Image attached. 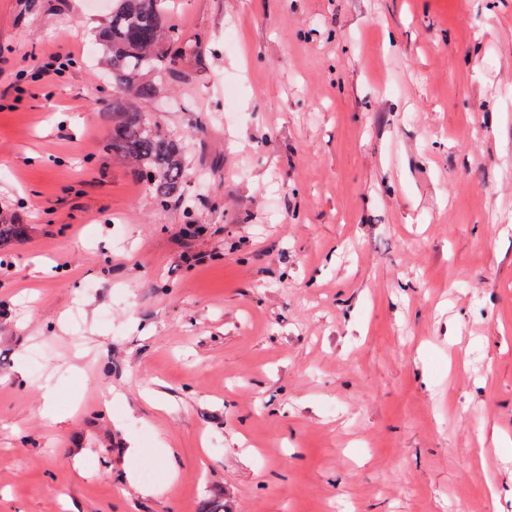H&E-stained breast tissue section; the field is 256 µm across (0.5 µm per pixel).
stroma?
Here are the masks:
<instances>
[{
    "label": "stroma",
    "instance_id": "stroma-1",
    "mask_svg": "<svg viewBox=\"0 0 512 512\" xmlns=\"http://www.w3.org/2000/svg\"><path fill=\"white\" fill-rule=\"evenodd\" d=\"M109 2L0 0V512H499L512 0H171L169 207L105 149ZM27 236V224L0 215V248Z\"/></svg>",
    "mask_w": 512,
    "mask_h": 512
}]
</instances>
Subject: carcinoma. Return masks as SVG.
I'll return each instance as SVG.
<instances>
[{
  "label": "carcinoma",
  "mask_w": 512,
  "mask_h": 512,
  "mask_svg": "<svg viewBox=\"0 0 512 512\" xmlns=\"http://www.w3.org/2000/svg\"><path fill=\"white\" fill-rule=\"evenodd\" d=\"M95 39L115 87L107 150L134 163L137 179L161 206L181 203L188 171L184 147L138 106L156 97L170 72L172 52L188 48L168 16L166 0H112L110 16ZM26 236L27 225L0 216V247Z\"/></svg>",
  "instance_id": "1"
}]
</instances>
